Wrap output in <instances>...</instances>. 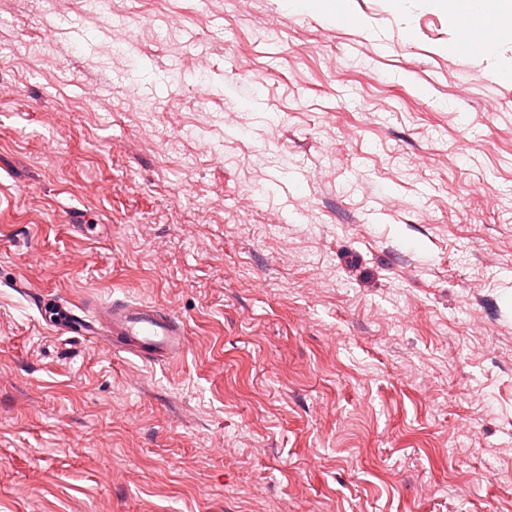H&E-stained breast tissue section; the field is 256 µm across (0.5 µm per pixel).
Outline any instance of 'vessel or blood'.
<instances>
[{"instance_id": "vessel-or-blood-1", "label": "vessel or blood", "mask_w": 512, "mask_h": 512, "mask_svg": "<svg viewBox=\"0 0 512 512\" xmlns=\"http://www.w3.org/2000/svg\"><path fill=\"white\" fill-rule=\"evenodd\" d=\"M54 326L59 333H75L112 352L131 354L147 362L181 357L189 343L186 325L179 316L147 302L115 300L99 307L91 318L79 316L63 304Z\"/></svg>"}]
</instances>
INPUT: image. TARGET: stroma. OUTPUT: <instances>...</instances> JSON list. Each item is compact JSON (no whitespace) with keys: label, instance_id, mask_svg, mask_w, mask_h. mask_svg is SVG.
Masks as SVG:
<instances>
[{"label":"stroma","instance_id":"35a3bbf8","mask_svg":"<svg viewBox=\"0 0 512 512\" xmlns=\"http://www.w3.org/2000/svg\"><path fill=\"white\" fill-rule=\"evenodd\" d=\"M446 0H0V512H512V38ZM151 302L116 355L34 293ZM58 316L50 322L57 331L86 336L113 353L134 355L147 362H166L181 357L189 338L186 325L170 309L147 302L112 301L86 318L59 303Z\"/></svg>","mask_w":512,"mask_h":512}]
</instances>
